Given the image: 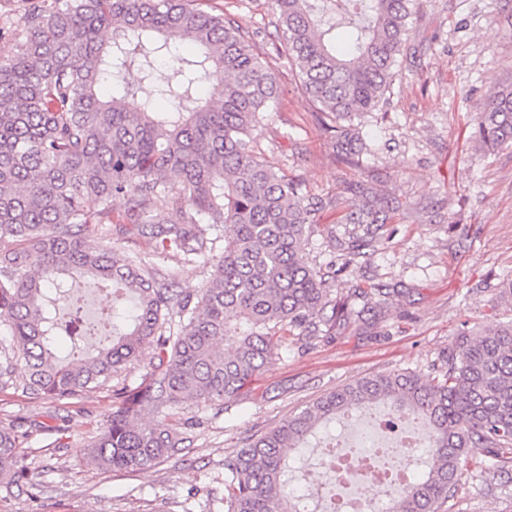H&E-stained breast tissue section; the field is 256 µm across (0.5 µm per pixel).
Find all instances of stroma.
I'll return each instance as SVG.
<instances>
[{
  "label": "stroma",
  "instance_id": "obj_1",
  "mask_svg": "<svg viewBox=\"0 0 512 512\" xmlns=\"http://www.w3.org/2000/svg\"><path fill=\"white\" fill-rule=\"evenodd\" d=\"M253 39L275 69L279 102L257 131L261 157L298 179L304 193L329 200L309 235V260L342 263L346 237L333 199L366 170L402 207L384 225L375 253L342 264L336 292L383 282L396 288L371 330L360 319L315 336H291L247 394L235 402L186 401L169 423L187 439L177 455L136 471L98 467L89 445L115 409L113 389L136 385L155 362L154 347L99 388L55 400L23 379L0 388V427L21 442V482L0 485V512H225L224 460L245 441L298 415L323 395L392 370L433 372L461 332L512 316L497 284L512 277V148L481 161L473 117L488 86L512 82V0H417L398 76L377 110L355 118L367 150L362 169L336 158L316 107L276 52L284 40L269 0H201ZM126 202H112V243L186 291L201 288L211 265L157 252L153 242L119 232ZM462 487L442 512H512V483L462 466Z\"/></svg>",
  "mask_w": 512,
  "mask_h": 512
}]
</instances>
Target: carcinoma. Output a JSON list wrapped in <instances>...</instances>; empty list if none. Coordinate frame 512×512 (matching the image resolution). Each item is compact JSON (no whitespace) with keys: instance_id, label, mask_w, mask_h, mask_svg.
<instances>
[{"instance_id":"carcinoma-1","label":"carcinoma","mask_w":512,"mask_h":512,"mask_svg":"<svg viewBox=\"0 0 512 512\" xmlns=\"http://www.w3.org/2000/svg\"><path fill=\"white\" fill-rule=\"evenodd\" d=\"M16 42L0 55V318L10 355L0 387L23 363L25 384L70 399L112 378L152 344L158 362L135 386L113 391L117 409L91 447L105 469L138 470L179 451L167 422L185 400L239 397L280 347L278 333L315 336L354 315L332 298L308 260V225L327 203L256 156L260 117L277 103L278 76L237 27L196 0H22ZM416 0H271L284 29V56L334 134L338 158L357 168L364 142L351 117L376 110L395 76ZM167 60L166 80H154ZM112 85L102 99L101 87ZM477 113L486 155L512 147V87L490 86ZM336 240L346 257L373 249L398 200L360 177L345 187ZM162 253L224 254L194 293L178 290L112 246V200ZM163 210L176 219L162 222ZM96 235L94 250L85 239ZM84 280L112 296V334L78 363L57 356L80 339L82 317L58 301ZM384 284L351 293L380 306ZM230 350H218L220 343ZM386 404L423 419L425 470L405 484L392 512H440L459 489L460 464L477 449L499 474L512 464V319L461 334L435 374L393 371L365 377L317 400L287 423L224 460L227 512H310L288 491L290 452L352 410ZM143 414H151L141 423ZM19 437L0 429V469L19 462Z\"/></svg>"}]
</instances>
